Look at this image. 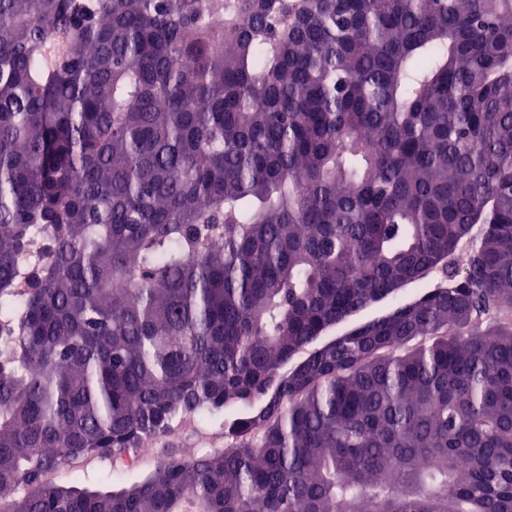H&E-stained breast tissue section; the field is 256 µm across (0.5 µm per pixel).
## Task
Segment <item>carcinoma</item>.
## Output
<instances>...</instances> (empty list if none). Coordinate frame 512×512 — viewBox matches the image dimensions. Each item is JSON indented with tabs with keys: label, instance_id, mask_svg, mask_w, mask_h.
Instances as JSON below:
<instances>
[{
	"label": "carcinoma",
	"instance_id": "obj_1",
	"mask_svg": "<svg viewBox=\"0 0 512 512\" xmlns=\"http://www.w3.org/2000/svg\"><path fill=\"white\" fill-rule=\"evenodd\" d=\"M1 15L0 512H512V0ZM218 448H224V427H213L202 418L194 416L155 436L143 448H127L123 453L112 456V472L102 463L101 469L85 477L91 484H110L113 478L148 467L161 453L166 452L180 459H191L201 455H213L218 452ZM150 469L130 472L117 480V483L133 482ZM58 457L60 459L59 466L43 473L44 482L51 483L62 474L78 476L101 464V458L96 453L77 452L71 448H59Z\"/></svg>",
	"mask_w": 512,
	"mask_h": 512
}]
</instances>
